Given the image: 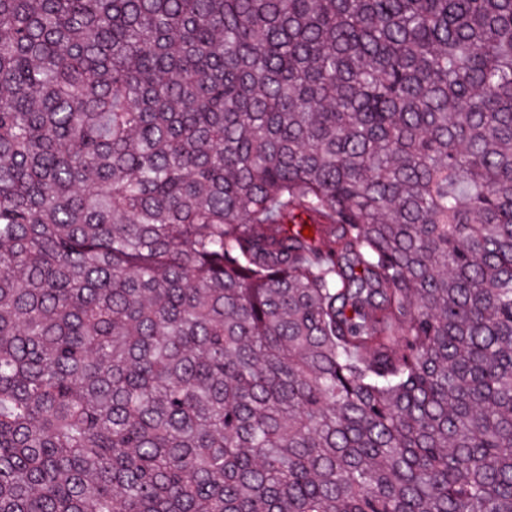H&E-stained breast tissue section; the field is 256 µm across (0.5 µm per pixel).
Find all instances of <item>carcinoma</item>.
I'll return each instance as SVG.
<instances>
[{"label":"carcinoma","mask_w":512,"mask_h":512,"mask_svg":"<svg viewBox=\"0 0 512 512\" xmlns=\"http://www.w3.org/2000/svg\"><path fill=\"white\" fill-rule=\"evenodd\" d=\"M0 512H512V0H0Z\"/></svg>","instance_id":"1"}]
</instances>
